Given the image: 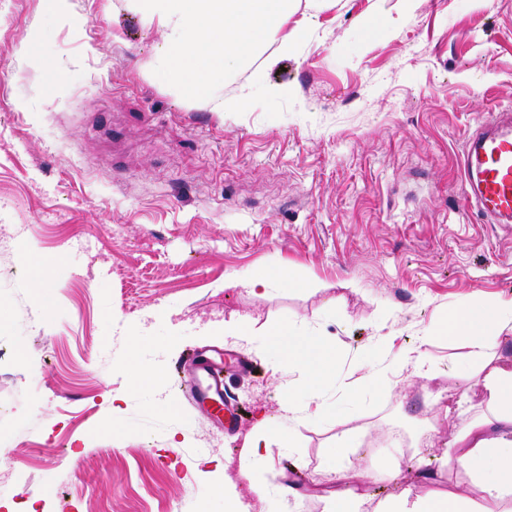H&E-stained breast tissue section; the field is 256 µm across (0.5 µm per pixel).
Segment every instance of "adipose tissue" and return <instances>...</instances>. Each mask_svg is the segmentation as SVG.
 Instances as JSON below:
<instances>
[{"label":"adipose tissue","mask_w":512,"mask_h":512,"mask_svg":"<svg viewBox=\"0 0 512 512\" xmlns=\"http://www.w3.org/2000/svg\"><path fill=\"white\" fill-rule=\"evenodd\" d=\"M436 333L465 341L469 357L456 374L464 385L479 381L486 394L481 412L453 416L455 447L436 459L439 468L463 469L474 496L406 490L373 504L351 491L335 492L327 512H512V360L500 352L503 339L512 336V299L465 304L445 315Z\"/></svg>","instance_id":"adipose-tissue-1"}]
</instances>
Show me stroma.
<instances>
[{"label": "stroma", "mask_w": 512, "mask_h": 512, "mask_svg": "<svg viewBox=\"0 0 512 512\" xmlns=\"http://www.w3.org/2000/svg\"><path fill=\"white\" fill-rule=\"evenodd\" d=\"M396 4L328 0L296 53L270 40L223 87H288L293 106L270 119L160 80L170 29L135 0H68L69 24L50 0H0V512H224L228 493L262 512L239 447L279 415L287 372L261 356L226 372L229 436L173 372L199 348L245 350L224 333L233 318L332 337L344 387L364 356L398 366L381 406L264 459L268 485L296 484L292 512H325L336 490L469 493L463 472L424 467L456 434L426 424L485 400L477 382L460 390L468 347L436 337L441 317L512 298V235L460 197L467 132L512 108V0H417L393 30L377 15ZM275 266L312 287L230 284ZM132 356L158 372L151 389L134 388ZM343 431L362 446L342 481L327 461ZM387 457L390 481L354 480Z\"/></svg>", "instance_id": "35a3bbf8"}]
</instances>
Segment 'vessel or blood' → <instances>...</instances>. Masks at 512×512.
I'll return each mask as SVG.
<instances>
[{"label":"vessel or blood","mask_w":512,"mask_h":512,"mask_svg":"<svg viewBox=\"0 0 512 512\" xmlns=\"http://www.w3.org/2000/svg\"><path fill=\"white\" fill-rule=\"evenodd\" d=\"M462 206L478 210L489 222H512V112H489L469 134L463 149ZM190 401L227 432L239 414L224 398V363L205 354L179 362Z\"/></svg>","instance_id":"1"}]
</instances>
